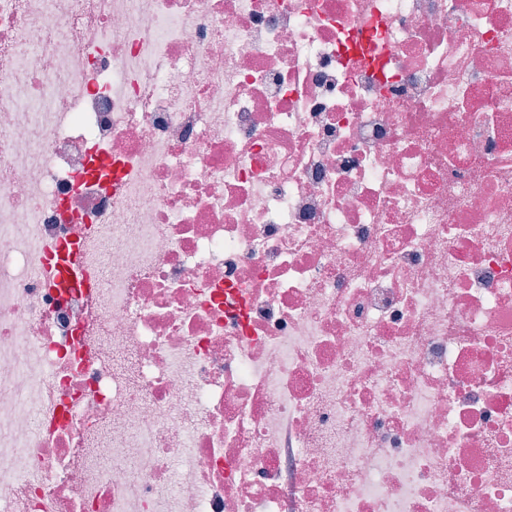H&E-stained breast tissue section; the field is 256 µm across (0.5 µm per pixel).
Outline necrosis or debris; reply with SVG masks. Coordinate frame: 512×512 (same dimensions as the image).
Returning <instances> with one entry per match:
<instances>
[{"label": "necrosis or debris", "mask_w": 512, "mask_h": 512, "mask_svg": "<svg viewBox=\"0 0 512 512\" xmlns=\"http://www.w3.org/2000/svg\"><path fill=\"white\" fill-rule=\"evenodd\" d=\"M0 512H512V0H0Z\"/></svg>", "instance_id": "1"}]
</instances>
